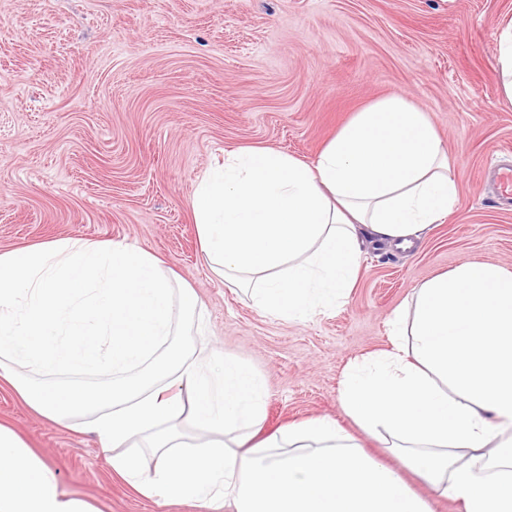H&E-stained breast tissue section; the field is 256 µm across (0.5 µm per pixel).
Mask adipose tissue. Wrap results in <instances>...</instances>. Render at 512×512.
Here are the masks:
<instances>
[{"mask_svg":"<svg viewBox=\"0 0 512 512\" xmlns=\"http://www.w3.org/2000/svg\"><path fill=\"white\" fill-rule=\"evenodd\" d=\"M457 184L428 114L374 100L313 163L268 146L228 152L190 199L211 271L262 311L303 320L353 288L360 233L399 247L451 213ZM193 307L163 262L124 242L65 238L0 252V382L34 411L88 429L140 494L232 504L235 512H431L392 467L336 421L263 436L265 382L204 348L171 352ZM391 347L353 367L342 391L362 428L384 429L465 512H512V274L465 262L416 291ZM109 372L94 391L42 376ZM193 432H186L185 421ZM196 435L198 451L186 449ZM152 461L129 453L131 441ZM0 512H100L0 424Z\"/></svg>","mask_w":512,"mask_h":512,"instance_id":"1","label":"adipose tissue"}]
</instances>
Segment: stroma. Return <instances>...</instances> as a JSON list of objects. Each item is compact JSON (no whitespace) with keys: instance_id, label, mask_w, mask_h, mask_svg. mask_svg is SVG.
Returning a JSON list of instances; mask_svg holds the SVG:
<instances>
[{"instance_id":"obj_1","label":"stroma","mask_w":512,"mask_h":512,"mask_svg":"<svg viewBox=\"0 0 512 512\" xmlns=\"http://www.w3.org/2000/svg\"><path fill=\"white\" fill-rule=\"evenodd\" d=\"M512 0H0V251L64 238L124 241L193 289L205 335L266 380L265 432L327 416L396 469L433 512H464L343 410L354 365L389 349L388 321L425 281L465 261L512 272V207L489 176L512 166V107L496 73ZM425 111L458 186L454 211L410 249L364 242L335 309L284 321L225 287L190 210L198 178L240 147L304 161L363 105ZM0 422L101 512H211L146 499L96 437L0 387Z\"/></svg>"}]
</instances>
